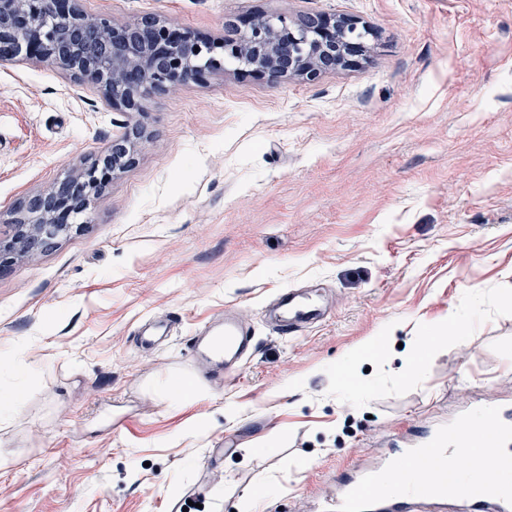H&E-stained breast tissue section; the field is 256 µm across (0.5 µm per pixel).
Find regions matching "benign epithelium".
<instances>
[{
	"label": "benign epithelium",
	"instance_id": "benign-epithelium-1",
	"mask_svg": "<svg viewBox=\"0 0 512 512\" xmlns=\"http://www.w3.org/2000/svg\"><path fill=\"white\" fill-rule=\"evenodd\" d=\"M77 0H0V60L20 54L97 84L104 101L118 112H142L144 100L189 80L223 70L224 59L243 61L239 71L275 85L283 78L315 82L330 70H353L366 58V41L347 39L359 22L346 16L318 15L306 31L300 21L272 13L261 18L236 16L219 40L155 19L116 24L90 18ZM129 138L112 144L51 189L34 194L14 211L11 245L0 252V266L29 259L36 242L58 240L73 225L70 215L100 195L117 169L134 163Z\"/></svg>",
	"mask_w": 512,
	"mask_h": 512
}]
</instances>
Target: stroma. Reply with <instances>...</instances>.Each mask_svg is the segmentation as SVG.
<instances>
[{
  "label": "stroma",
  "instance_id": "stroma-1",
  "mask_svg": "<svg viewBox=\"0 0 512 512\" xmlns=\"http://www.w3.org/2000/svg\"><path fill=\"white\" fill-rule=\"evenodd\" d=\"M219 39L226 18L344 14L359 70L277 85L236 63L141 113L0 61V240L12 211L135 126L134 163L38 256L0 269V512H320L357 466L512 403V0H79ZM310 286L301 336L260 311ZM256 330L235 378L192 354L224 309ZM467 317L419 370V337ZM170 336L144 347L146 320ZM394 335L363 352L374 336ZM24 349V363L14 359ZM355 368L348 386L336 373Z\"/></svg>",
  "mask_w": 512,
  "mask_h": 512
}]
</instances>
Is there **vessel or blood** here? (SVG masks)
Masks as SVG:
<instances>
[{"label":"vessel or blood","instance_id":"1","mask_svg":"<svg viewBox=\"0 0 512 512\" xmlns=\"http://www.w3.org/2000/svg\"><path fill=\"white\" fill-rule=\"evenodd\" d=\"M261 314L281 336H298L323 322L326 309L300 288L282 290ZM199 351L225 376L252 357L254 333L233 310L219 326L196 338ZM479 427L452 425L403 449L404 465L359 469L342 483L331 512H432L450 502L474 512H512V412L487 410Z\"/></svg>","mask_w":512,"mask_h":512}]
</instances>
